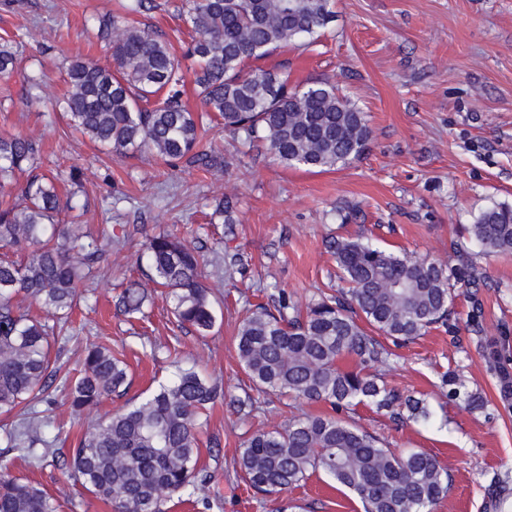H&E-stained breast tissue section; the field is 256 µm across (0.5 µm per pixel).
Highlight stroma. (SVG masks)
Returning <instances> with one entry per match:
<instances>
[{
    "instance_id": "1",
    "label": "stroma",
    "mask_w": 512,
    "mask_h": 512,
    "mask_svg": "<svg viewBox=\"0 0 512 512\" xmlns=\"http://www.w3.org/2000/svg\"><path fill=\"white\" fill-rule=\"evenodd\" d=\"M122 0H0V44L16 54L0 75V136L28 135L38 148V171L81 176L72 199L81 224L106 232L112 250L85 291L71 321L75 338L60 348L61 374L79 370L87 345L124 354L131 384L125 396L74 415L61 392L50 395L58 451L71 448L88 424L137 401L170 380L177 368H195L217 383L221 396L200 434L199 463L218 493L205 509L203 492L167 502L166 512H362L359 500L322 475L292 491L254 494L234 460L245 440L302 414H325L321 403L258 394L251 416L232 399L253 392L240 369L234 338L246 296L274 302L286 290L299 307L329 292L336 264L330 236L365 235L394 253L450 268L468 252L483 272L480 288L456 290L448 329L432 330L400 348L386 380L425 399L431 425L399 424L375 408L358 406L352 421L398 452L423 450L447 470L450 490L434 512H512V400L499 395L482 347L498 341L512 371V254L475 252L468 228L486 207L512 206V0H334L335 20L321 41L291 46L261 60L287 67L292 83L327 77L367 115L372 137L356 161L328 171L287 168L266 151L237 157L223 128L207 131L210 167L173 163L142 151L116 156L73 131L53 104L67 90L62 73L77 57L106 60L96 20L120 11ZM44 73L41 90L31 76ZM237 201V222L211 223L216 200ZM169 230L202 247L217 324L205 337L178 327L172 300L149 291L140 315L115 307L123 275L146 279L136 251L145 236ZM241 262L235 287L224 284V255ZM460 374L487 401L466 410L442 395V372ZM9 475L46 489L61 512H113L62 470L0 446Z\"/></svg>"
}]
</instances>
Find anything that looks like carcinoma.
<instances>
[{
    "label": "carcinoma",
    "instance_id": "cac0c4a2",
    "mask_svg": "<svg viewBox=\"0 0 512 512\" xmlns=\"http://www.w3.org/2000/svg\"><path fill=\"white\" fill-rule=\"evenodd\" d=\"M332 0H182L191 41L175 53L163 34L137 27L118 15L98 20L97 39L111 49L112 62L77 59L67 69L69 90L59 100L75 129L106 150L123 155L147 150L164 158L184 157L207 168L203 145L210 124L245 143L268 146L285 167L331 169L359 159L372 136L366 114L336 85L316 78L300 87L286 72L250 64L290 45L313 44L334 21ZM194 65L202 108L182 100L183 60ZM35 143L21 132L0 137V190L28 174L21 202L0 207V249L22 255L0 257V413H18L3 430L6 447L34 465L55 455L47 431L50 416L33 404L59 388L80 414L129 387L128 365L104 344L85 348L79 374L58 380L51 346L58 323L30 317L14 304L23 295L57 319L80 299L105 256L101 239L64 224L70 206L53 179L33 173ZM236 202L227 196L213 215L236 223ZM485 254L512 253V206L482 211L468 229ZM339 278L347 288L321 295L300 313L286 293L278 305L245 301L235 336L239 366L261 390L325 403L336 415L288 420L259 431L243 445L235 467L250 488L282 494L322 474L353 493L363 512H433L449 491L448 472L433 455L395 452L376 436L339 417L359 404L402 423L424 422V400L388 386L372 368L391 352L372 333L396 346L430 328L448 327L456 286L479 279L472 261L448 271L427 259L397 255L364 238L328 241ZM147 257L152 282L168 290L180 324L206 336L216 323L205 258L185 239L169 233L146 238L138 257ZM147 287L125 282L117 307L142 311ZM440 388L467 408L485 407L456 374L442 373ZM220 396L218 386L193 368L121 411L86 429L69 456L57 459L84 490L114 512H156L167 498L200 489L210 476L198 468V432L204 412ZM46 491L0 476V512H58Z\"/></svg>",
    "mask_w": 512,
    "mask_h": 512
}]
</instances>
